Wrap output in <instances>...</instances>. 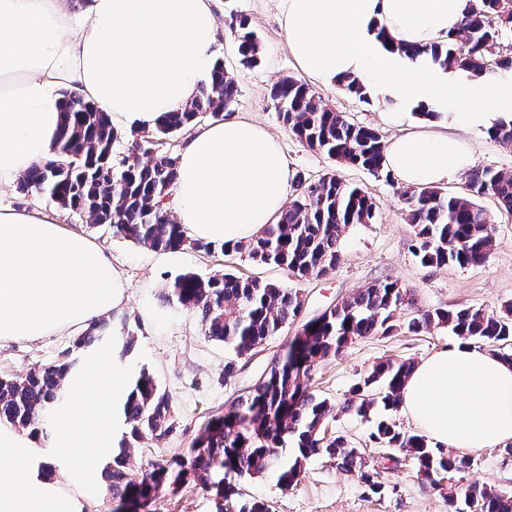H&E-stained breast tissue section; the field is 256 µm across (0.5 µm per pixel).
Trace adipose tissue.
Returning <instances> with one entry per match:
<instances>
[{"label": "adipose tissue", "instance_id": "adipose-tissue-1", "mask_svg": "<svg viewBox=\"0 0 512 512\" xmlns=\"http://www.w3.org/2000/svg\"><path fill=\"white\" fill-rule=\"evenodd\" d=\"M302 72L360 81L411 109L445 111L451 132L405 131L385 146L406 186L461 176L469 136L512 120V76L455 89L440 65L404 43L448 41L468 0H279ZM385 27L393 45L377 38ZM209 0H0V188L50 158L60 88L107 112L115 128H150L183 108L213 68ZM294 172L277 140L227 119L197 129L179 154L175 210L190 238L233 246L275 223ZM124 283L85 234L34 205L0 208V340L88 329L120 310ZM121 340L92 352L66 381L49 445L0 423V512H81L98 496L124 431L131 392ZM400 408L433 443L464 455L512 442V364L459 339L412 368Z\"/></svg>", "mask_w": 512, "mask_h": 512}]
</instances>
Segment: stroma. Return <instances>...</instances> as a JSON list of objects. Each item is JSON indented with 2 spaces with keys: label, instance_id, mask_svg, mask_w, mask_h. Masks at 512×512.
<instances>
[{
  "label": "stroma",
  "instance_id": "35a3bbf8",
  "mask_svg": "<svg viewBox=\"0 0 512 512\" xmlns=\"http://www.w3.org/2000/svg\"><path fill=\"white\" fill-rule=\"evenodd\" d=\"M212 7L218 22L213 54L223 61L227 75L238 87L230 116L257 123L276 137L290 167L306 178L315 180L340 171L346 182L375 199L377 210L371 223L344 228L340 260L334 271L300 280L277 266L257 264L244 253L227 256L190 248L156 251L114 236L109 227L90 224L86 217L61 212L65 228L82 231L110 256L127 297L114 315L113 332L134 337L135 344L127 357L133 372L149 371L171 398L175 429L168 439L135 450L131 464L142 469L182 457L201 426L211 417L224 414L269 369L272 356L300 330L299 324L290 325L272 337L263 350L237 360L234 376L225 378L228 351L205 338L192 311L162 300L169 284L184 273L207 277L226 270L295 289L303 301L301 321L382 281L397 282L411 291L408 304L396 313L402 324L427 309L473 307L499 314L505 305L512 304V214L502 211L495 198H480L479 204L494 226V245L486 261L466 268L453 264L421 266L412 253L413 233L400 184L357 167L339 166L324 152L306 147L276 111L270 99L271 86L282 78L300 75L279 23V0H213ZM232 14L248 18L262 45L255 63H245L237 51L235 35L225 24ZM309 86L351 122L376 129L387 140L405 129L435 132L448 124L447 116L430 120L412 112L402 125H394L386 119L391 107L388 101L378 97L364 101L338 86L314 80ZM452 340L447 328L440 325L418 334L402 327L389 336L355 338L338 356L314 363L312 388L331 402L341 403L351 387L379 362L392 359L416 363ZM79 354L71 335L50 336L36 343L3 340L0 377H22L33 368ZM373 425V419L340 412L325 423L329 434L347 436L361 449L380 474L385 485L382 493H372L357 477L321 457L311 459L298 483L286 490L271 473L248 479L234 476L230 482L240 499L267 500L274 512H448L449 499L463 501L473 479L493 490L512 493V455L503 448H488L474 455L469 472L447 474L441 487L435 489L418 477L414 462H401V450L378 448L370 442ZM146 512H215V495L192 482L177 490L165 486Z\"/></svg>",
  "mask_w": 512,
  "mask_h": 512
}]
</instances>
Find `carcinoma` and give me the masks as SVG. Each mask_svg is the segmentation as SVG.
Returning <instances> with one entry per match:
<instances>
[{"label":"carcinoma","instance_id":"1","mask_svg":"<svg viewBox=\"0 0 512 512\" xmlns=\"http://www.w3.org/2000/svg\"><path fill=\"white\" fill-rule=\"evenodd\" d=\"M237 34L239 52L245 62L257 61L261 44L244 17L228 23ZM512 38V0H470L459 31L445 45H407L403 52L411 60L424 55L466 76L493 73V65H512V55L501 53ZM238 93L226 75L224 64H214L209 80L182 110L162 116L152 136L159 139L192 129L208 114L216 120ZM63 109L60 133L51 158L35 164L19 178L18 190L28 197L43 194L63 210L107 225L112 233L154 250H177L189 246L206 253H246L258 264H274L301 279L324 275L336 268L339 240L350 224H369L376 204L362 190L345 183L338 174L317 181L296 176V196L279 220L263 233L232 248L189 238L170 214L165 196L179 176L178 157L152 154L138 142L131 143L121 167L112 163L118 132L106 113L93 104L61 92ZM271 100L290 131L305 146L323 151L345 165L359 166L373 175L390 177L385 171V142L375 129L351 123L328 107L308 84L292 77L277 82ZM470 194L445 195L431 187L405 188L402 198L408 223L414 233L413 254L424 266L449 263L477 266L486 260L494 238L490 217L475 202L492 196L512 214V173L488 167L466 173ZM409 290L396 282L374 284L325 311L318 328L297 345L276 354L271 366L247 394L239 397L222 416L208 420L185 457L166 466L135 469L131 452L159 442L175 429L169 395L153 375L140 371L126 408V429L119 452L105 471L101 493L115 501L153 500L166 481L191 480L216 490L218 497L233 493L224 487V473L253 478L274 471L278 482L296 484L306 463L324 457L337 468L354 474L374 493L384 490L379 473L370 468L353 442L342 435L326 436L325 419L334 411L366 417L382 405L398 411L400 393L412 363L387 360L352 388L350 397L336 405L311 390V366L319 359L336 356L357 337L389 335L396 329L394 318L405 304ZM165 301L196 314L203 335L224 344L231 360L224 364V378L233 375L236 360L252 354L270 338L294 323L302 312L299 293L273 282L241 279L229 272L202 277L187 272L167 288ZM446 324L451 335L476 339L498 350L512 362V308L502 316L482 309L456 308L424 311L408 322V330L420 333L433 324ZM109 322L95 323L76 341L89 347L111 338ZM76 360L44 365L22 378L0 377V423L33 433L43 429L63 398L65 376ZM295 444L291 461L280 459L278 448L285 440ZM378 448H400L409 453L418 473L436 488L449 472L466 473L469 457L452 456L424 435L402 432L392 419L378 421L370 434ZM466 512H512V494L498 493L478 479L465 491ZM236 512H272L270 502L253 499L235 504Z\"/></svg>","mask_w":512,"mask_h":512}]
</instances>
